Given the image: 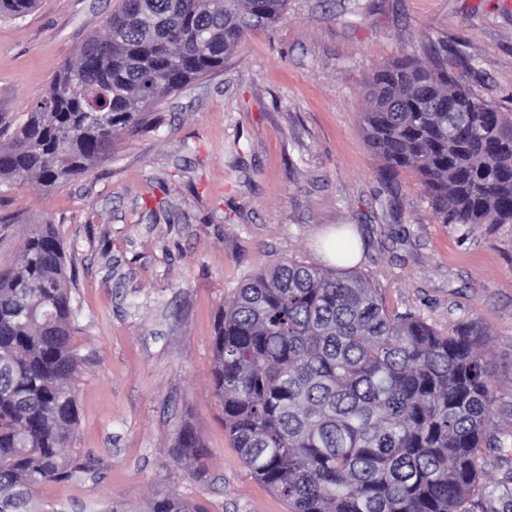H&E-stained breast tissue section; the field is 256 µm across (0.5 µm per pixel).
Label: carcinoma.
I'll return each instance as SVG.
<instances>
[{"instance_id":"cac0c4a2","label":"carcinoma","mask_w":512,"mask_h":512,"mask_svg":"<svg viewBox=\"0 0 512 512\" xmlns=\"http://www.w3.org/2000/svg\"><path fill=\"white\" fill-rule=\"evenodd\" d=\"M36 0H0V17ZM287 0H121L0 143V187L63 186L112 156L150 112L224 68ZM448 48L376 70L361 124L393 176L413 169L444 224H512V113L459 86ZM454 111H448V107ZM343 264L352 244H329ZM53 226L35 224L0 273V512H43L40 489L91 470L67 456L77 424L74 305ZM482 333L439 334L391 314L361 274L287 258L237 288L213 338L224 427L288 512H473L490 507L482 449L512 451V389ZM148 512H206L158 495Z\"/></svg>"}]
</instances>
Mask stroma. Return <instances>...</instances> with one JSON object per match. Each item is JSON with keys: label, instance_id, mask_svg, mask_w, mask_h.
I'll list each match as a JSON object with an SVG mask.
<instances>
[{"label": "stroma", "instance_id": "obj_1", "mask_svg": "<svg viewBox=\"0 0 512 512\" xmlns=\"http://www.w3.org/2000/svg\"><path fill=\"white\" fill-rule=\"evenodd\" d=\"M120 0H38L0 21V136L9 137ZM474 59L459 85L512 112V0H288L223 69L165 99L158 130L65 186L0 193V271L51 223L80 313L72 451L95 473L40 491L47 512L155 496L208 512H288L233 447L214 394L213 337L243 279L275 258L333 264L351 238L389 312L440 333L476 326L512 389V224H444L415 170L388 178L360 122L374 69L427 46ZM192 430L204 455L176 451Z\"/></svg>", "mask_w": 512, "mask_h": 512}]
</instances>
